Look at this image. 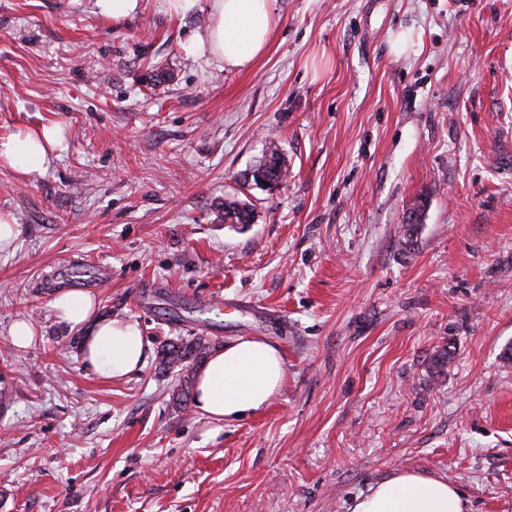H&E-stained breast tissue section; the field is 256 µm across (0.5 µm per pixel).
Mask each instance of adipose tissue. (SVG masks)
Here are the masks:
<instances>
[{"mask_svg": "<svg viewBox=\"0 0 512 512\" xmlns=\"http://www.w3.org/2000/svg\"><path fill=\"white\" fill-rule=\"evenodd\" d=\"M179 16L207 9L209 21L183 43L186 55L218 69L246 70L267 49L275 18L272 0H165ZM61 144L60 127H41L0 139V160L18 175L48 168ZM60 320L83 330L80 355L106 378L136 373L145 344L137 323L100 316L93 295L62 289L53 302ZM286 365L269 342L239 339L218 349L200 370L196 407L217 421H234L265 407L281 387ZM461 492L442 478L399 471L358 495L352 512H466Z\"/></svg>", "mask_w": 512, "mask_h": 512, "instance_id": "1", "label": "adipose tissue"}]
</instances>
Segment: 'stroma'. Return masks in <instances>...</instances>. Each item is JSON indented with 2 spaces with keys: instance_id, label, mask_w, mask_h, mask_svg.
<instances>
[{
  "instance_id": "obj_1",
  "label": "stroma",
  "mask_w": 512,
  "mask_h": 512,
  "mask_svg": "<svg viewBox=\"0 0 512 512\" xmlns=\"http://www.w3.org/2000/svg\"><path fill=\"white\" fill-rule=\"evenodd\" d=\"M274 10L265 53L223 71L181 47L202 11L142 0L115 23L94 0H0V138L65 134L48 169L0 164L21 229L0 255V512H350L399 470L512 512V0ZM273 150L288 177L256 185ZM228 198L253 223L218 222ZM68 262L108 266L99 312L137 322V373L82 363L53 308ZM199 338L271 342L282 387L206 417L162 363Z\"/></svg>"
}]
</instances>
